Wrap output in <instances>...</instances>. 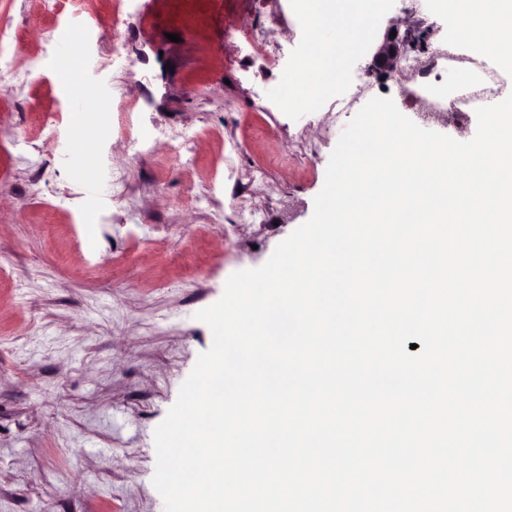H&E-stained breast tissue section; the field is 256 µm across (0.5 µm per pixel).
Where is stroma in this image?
Instances as JSON below:
<instances>
[{"instance_id": "35a3bbf8", "label": "stroma", "mask_w": 512, "mask_h": 512, "mask_svg": "<svg viewBox=\"0 0 512 512\" xmlns=\"http://www.w3.org/2000/svg\"><path fill=\"white\" fill-rule=\"evenodd\" d=\"M393 27L455 39L436 0H382L310 104L284 92L295 0H0V512H164L154 430L212 345L195 313L311 218L336 100L415 115L367 71ZM65 71L96 91L87 155Z\"/></svg>"}]
</instances>
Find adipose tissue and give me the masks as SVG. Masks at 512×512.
<instances>
[{"instance_id": "1", "label": "adipose tissue", "mask_w": 512, "mask_h": 512, "mask_svg": "<svg viewBox=\"0 0 512 512\" xmlns=\"http://www.w3.org/2000/svg\"><path fill=\"white\" fill-rule=\"evenodd\" d=\"M455 18L459 41L512 68V0H438ZM313 29L302 69L289 76L287 93L316 98L335 89L347 54L363 40L376 10L373 0H306ZM340 40L326 41L330 32Z\"/></svg>"}]
</instances>
